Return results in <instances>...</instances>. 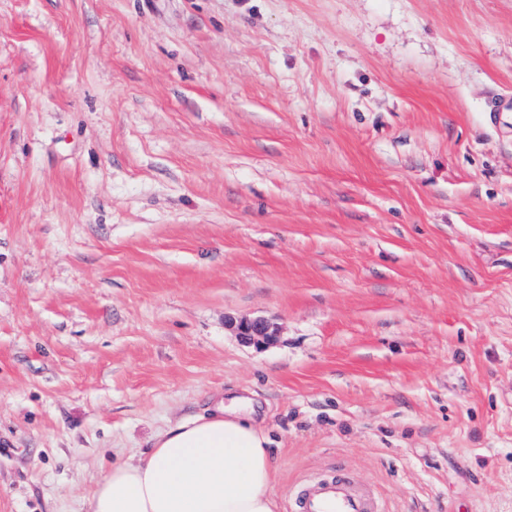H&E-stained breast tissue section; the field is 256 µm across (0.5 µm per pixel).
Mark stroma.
Wrapping results in <instances>:
<instances>
[{"instance_id": "1", "label": "stroma", "mask_w": 512, "mask_h": 512, "mask_svg": "<svg viewBox=\"0 0 512 512\" xmlns=\"http://www.w3.org/2000/svg\"><path fill=\"white\" fill-rule=\"evenodd\" d=\"M219 396L278 512H512V0H0V512ZM227 325L242 342L255 347L267 346L279 336L278 328L263 317H233ZM368 495L355 491L346 476L336 475L309 482L293 500V512H375Z\"/></svg>"}]
</instances>
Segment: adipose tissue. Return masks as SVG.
<instances>
[{"mask_svg": "<svg viewBox=\"0 0 512 512\" xmlns=\"http://www.w3.org/2000/svg\"><path fill=\"white\" fill-rule=\"evenodd\" d=\"M268 445L251 410L216 403L158 432L138 462L113 463L87 512H277Z\"/></svg>", "mask_w": 512, "mask_h": 512, "instance_id": "ef3b65f1", "label": "adipose tissue"}]
</instances>
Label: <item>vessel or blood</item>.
Segmentation results:
<instances>
[{
    "instance_id": "obj_1",
    "label": "vessel or blood",
    "mask_w": 512,
    "mask_h": 512,
    "mask_svg": "<svg viewBox=\"0 0 512 512\" xmlns=\"http://www.w3.org/2000/svg\"><path fill=\"white\" fill-rule=\"evenodd\" d=\"M368 495L355 491L344 474L309 482L293 500V512H374Z\"/></svg>"
}]
</instances>
